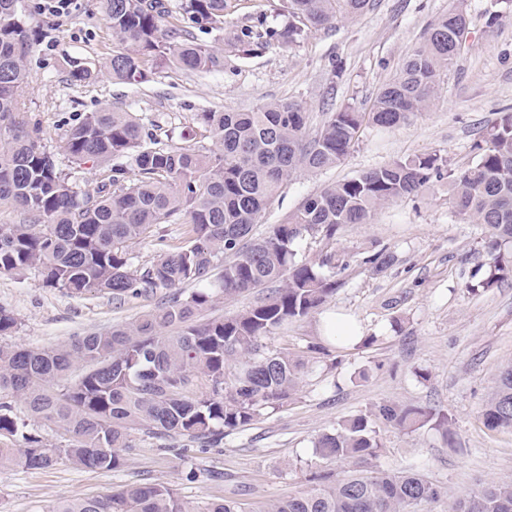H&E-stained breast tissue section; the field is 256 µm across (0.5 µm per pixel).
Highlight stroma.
Returning a JSON list of instances; mask_svg holds the SVG:
<instances>
[{
    "instance_id": "35a3bbf8",
    "label": "stroma",
    "mask_w": 512,
    "mask_h": 512,
    "mask_svg": "<svg viewBox=\"0 0 512 512\" xmlns=\"http://www.w3.org/2000/svg\"><path fill=\"white\" fill-rule=\"evenodd\" d=\"M453 0H374L364 14L311 33L299 45L254 49L231 35L255 17L274 16L279 0H226L224 29L206 41L224 50L222 70L208 73L160 68L143 83H116L100 67L111 55L112 33L95 0H74L70 13L42 14L40 0H21L37 27L27 59L24 101L41 149L67 165L63 137L83 112L119 107L169 135L191 126L194 113L245 111L271 101L295 100L318 125L345 105L369 111L379 91L423 40ZM489 0H467V38L456 66L443 77L434 103L410 122L367 128L346 159L317 173L299 170L263 213L256 235L283 222L308 196L360 171L396 159L437 153L464 166L487 127L512 112V20L491 27ZM97 70L89 83L70 82L71 65ZM484 228L459 215L443 183L381 207L367 224L336 233L346 263L338 287L321 310L289 323L266 339L265 351L302 355L307 368L292 399L265 410L251 426L225 435L213 448L135 434L121 468L102 472L68 463L50 470L0 471V512H50L62 499L81 500L130 482H165L186 499L233 498L246 512L312 488L311 476L342 474L329 467L315 439L353 415L370 418L381 443L368 465L412 469L435 483L442 498L424 512H448L450 501L493 480L512 479V431L487 429L481 418L500 370L512 364V277L471 292L486 268ZM385 251V268L368 256ZM164 291L114 304L95 293L73 296L43 285L36 270L0 275V308L18 320L0 345L56 347L72 337L128 323L160 304ZM356 320L368 343L325 341V315ZM383 404L428 407L448 414L453 443L430 427L409 431L376 417ZM194 471L188 481L184 471Z\"/></svg>"
}]
</instances>
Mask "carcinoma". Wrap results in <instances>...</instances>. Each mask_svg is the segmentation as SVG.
I'll use <instances>...</instances> for the list:
<instances>
[{
	"mask_svg": "<svg viewBox=\"0 0 512 512\" xmlns=\"http://www.w3.org/2000/svg\"><path fill=\"white\" fill-rule=\"evenodd\" d=\"M226 0H96L112 32L114 49L104 68L114 81L138 82L152 68L211 72L224 55L197 37L224 27ZM371 0H280V25L267 16L237 40L260 46L295 45L340 18L363 14ZM490 27L512 16V0H490ZM466 30L464 0L430 25L423 42L372 108L347 105L322 114L309 128L297 101H274L248 112L193 115L216 148L172 147L158 140L133 112H87L66 130L72 162L109 165L94 194L81 191L75 173L40 149L20 92L26 60L36 44L33 22L19 0H0V201L24 215L0 225V274L34 269L43 282L72 295L97 292L122 304L158 289L175 292L136 320L74 337L53 348L0 346V469H52L66 460L93 470L123 463L130 436L186 438L211 445L224 433L250 426L268 407L295 394L305 361L288 352H261L262 341L285 324L315 313L336 291L339 255L298 259L306 236L333 241L346 224H365L382 205L415 195L432 180H448L457 212L485 226L490 288L512 274V113L483 134L462 169L441 155L396 160L334 183L303 201L268 234L253 238L262 212L298 169L317 172L341 163L371 123L390 129L430 107L438 78L450 70ZM135 178L127 179L128 173ZM184 220L180 244L137 267L130 244L159 224ZM182 285L193 289L185 293ZM266 288L247 309L206 317L223 296ZM246 358L231 383L226 365ZM207 380L193 393L198 377ZM24 404L20 415L12 400ZM378 414L408 429L433 426L450 435L445 414L422 407L382 405ZM490 430H512V368L503 370L482 412ZM69 436L49 448L34 422ZM22 442L13 448L9 443ZM319 458L349 465L339 477H315L309 492L281 499L266 512H418L440 490L418 472L365 469L377 456L376 431L363 415L343 421L315 442ZM51 512H244L237 502L200 506L164 483L126 484L104 496L60 500ZM448 512H512V480H494L474 495L448 504Z\"/></svg>",
	"mask_w": 512,
	"mask_h": 512,
	"instance_id": "cac0c4a2",
	"label": "carcinoma"
}]
</instances>
